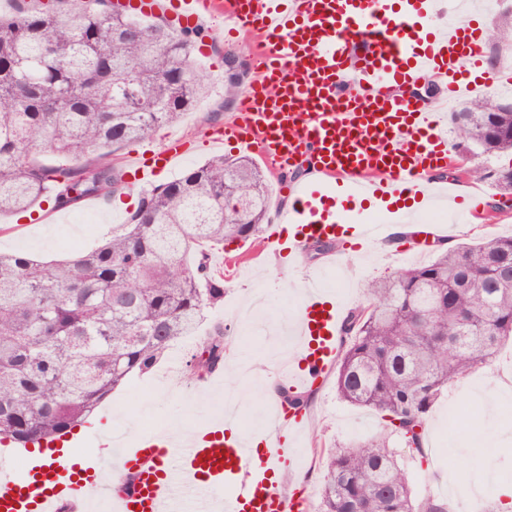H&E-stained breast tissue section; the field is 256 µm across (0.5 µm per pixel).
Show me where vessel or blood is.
Returning a JSON list of instances; mask_svg holds the SVG:
<instances>
[{"label": "vessel or blood", "mask_w": 512, "mask_h": 512, "mask_svg": "<svg viewBox=\"0 0 512 512\" xmlns=\"http://www.w3.org/2000/svg\"><path fill=\"white\" fill-rule=\"evenodd\" d=\"M166 12L181 32L207 16L227 31L259 35L248 59L258 78L225 133L271 168H306L307 180L283 186L293 202L281 217L295 229L285 240L292 255L329 238L365 201L398 203L406 214L425 207L427 175L450 162L448 117L414 91L432 76L454 100L487 81L481 20L467 15L417 36L415 19L445 15L446 0H401L396 8L390 0H167ZM184 151L182 139L169 140L129 168V183L156 177ZM386 234V225L358 221L352 236L373 246ZM341 320L340 307L309 287L298 317L302 343L286 368L292 391L324 383ZM305 421L301 410L278 418L258 448L205 424L175 460L165 453L167 438L131 444L121 468L134 486L110 490L113 512H211L228 477L235 486L225 512H299L276 474L298 463L288 440ZM50 459L42 471L0 469V512H86L103 487L101 468L57 448Z\"/></svg>", "instance_id": "vessel-or-blood-1"}]
</instances>
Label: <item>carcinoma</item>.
Returning <instances> with one entry per match:
<instances>
[{
    "mask_svg": "<svg viewBox=\"0 0 512 512\" xmlns=\"http://www.w3.org/2000/svg\"><path fill=\"white\" fill-rule=\"evenodd\" d=\"M17 2L0 13V216L42 201L65 208L110 198L125 188L113 149L179 121L208 92L194 41L111 0ZM488 40L512 46V28L495 23ZM227 63L229 103L243 75L233 58ZM452 117L459 142L512 152V112L498 97L479 95ZM43 154L58 163H43ZM468 174L512 191V169ZM269 209L258 163L219 155L142 191L127 222L88 252L55 263L0 254V437L25 445L63 436L133 373L152 369L224 300L211 250L258 238ZM364 294L345 322L352 342L335 388L385 425L327 450L317 512H449L442 499L414 496L389 437L429 461L435 401L492 363L512 336V235L450 246L365 283ZM227 344V328L215 324L192 376L203 380L222 365Z\"/></svg>",
    "mask_w": 512,
    "mask_h": 512,
    "instance_id": "cac0c4a2",
    "label": "carcinoma"
}]
</instances>
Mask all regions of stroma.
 I'll return each mask as SVG.
<instances>
[{
  "mask_svg": "<svg viewBox=\"0 0 512 512\" xmlns=\"http://www.w3.org/2000/svg\"><path fill=\"white\" fill-rule=\"evenodd\" d=\"M198 31L200 40L211 46L210 55L201 60L211 78V88L180 123L157 128L145 142L154 150L164 147L173 137L186 142L187 152L169 171L173 177L218 155L212 134L233 122L240 108L239 102L224 101L225 56L233 52L246 59L255 47L254 40L243 35L225 39L218 22L208 18L203 19ZM481 186L474 214L449 212L446 237L452 243H474L489 234H512V194H502L491 179L482 181ZM138 199L135 190L114 195L108 213L101 207L84 204L56 210L46 202L27 214L2 216L0 252L24 251L49 261L90 250L111 234L114 225L126 222ZM396 248L395 241L387 240L367 252L343 251L349 275L337 287L326 289L327 298L341 303L343 309H351L365 300L361 289L365 280L391 275L406 265L426 263L432 259L435 246L429 243L423 252L404 256L398 255ZM211 266L223 272L225 294L223 304L208 311L207 316L212 321H224L229 329L225 359L228 369L234 370L241 363L251 365L256 372L255 382L238 374L222 385L192 377L189 361L208 332L207 326H200L194 335L175 342L151 370L134 374L124 387L114 390L74 428V435L86 443L79 451L86 461L99 462L105 454L103 441L116 433L132 439L174 427L182 435L192 434L198 426L221 418L224 402L220 394L224 391L235 394L240 401L243 419L236 423V431L248 439L259 434L260 429L252 420L266 414L273 388L284 375L275 364L277 345L268 343L260 330L241 325L234 311L249 306L252 290L258 286L265 292L272 316L285 313L296 318L297 298L305 279H328L334 271L327 268L323 256L306 254L292 259L287 252L266 248L259 241L248 250L236 242L214 249ZM505 375L512 376V339L494 363L456 379L435 404L428 421V464L417 465L407 448L396 446L398 462L418 495H435L444 498L452 512H469L466 498L456 496L455 487L475 485L477 479L488 474L512 481V392L494 391L495 383ZM492 395L499 400V410L494 415L477 402L478 397ZM309 412L298 440L303 448L314 447L319 441L345 443L367 438L383 426L380 416L340 400L330 377L314 393ZM474 432L486 435L487 447L483 455L472 458L466 455L462 440Z\"/></svg>",
  "mask_w": 512,
  "mask_h": 512,
  "instance_id": "35a3bbf8",
  "label": "stroma"
}]
</instances>
